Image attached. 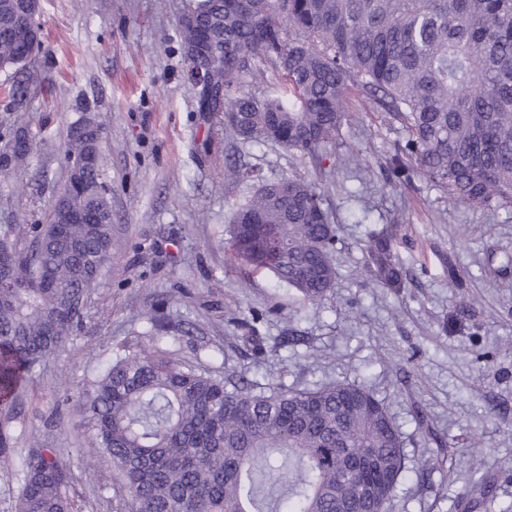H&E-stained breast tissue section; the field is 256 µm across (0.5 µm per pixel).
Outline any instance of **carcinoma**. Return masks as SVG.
<instances>
[{"instance_id": "carcinoma-1", "label": "carcinoma", "mask_w": 512, "mask_h": 512, "mask_svg": "<svg viewBox=\"0 0 512 512\" xmlns=\"http://www.w3.org/2000/svg\"><path fill=\"white\" fill-rule=\"evenodd\" d=\"M196 26L181 27L188 69L208 70L201 112H222L245 142L270 143L322 170L348 112V92L373 97L407 132L389 162L396 180L420 174L448 199L512 209V0H188ZM19 2L0 0V69L33 61L18 36ZM224 38V59L203 51L200 29ZM270 63L282 93L258 97L244 75ZM33 139L18 128L0 168L25 161ZM103 157L65 197L104 223L32 228L29 244L0 235L12 288H0V414L13 408L34 365L64 346L83 320L112 250V189ZM232 256L271 274L303 303L320 305L338 274V227L316 183L260 181L236 204ZM368 265L386 288L403 271L391 237H374ZM55 287H41L45 270ZM91 447L112 459L129 512H355L354 471L367 460L376 485L365 512H391L408 467L400 427L366 386L260 384L234 365L213 376L159 347L109 362L83 397ZM17 512H74L69 471L51 450L21 461Z\"/></svg>"}]
</instances>
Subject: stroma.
I'll return each instance as SVG.
<instances>
[{"label":"stroma","instance_id":"stroma-1","mask_svg":"<svg viewBox=\"0 0 512 512\" xmlns=\"http://www.w3.org/2000/svg\"><path fill=\"white\" fill-rule=\"evenodd\" d=\"M187 2L40 0L34 64L0 70V93L19 80L27 87L18 111H0V152L19 125L38 144L25 164L0 172V228L47 222L68 176L65 143L89 116L102 129L113 239L82 327L0 415L12 438L0 512H14L20 460L45 448L68 465L79 512H124L111 459L89 450L78 396L120 348L156 346L215 373L236 354L263 384L366 385L403 432L408 471L393 512H512V267L498 266L512 256V211L449 201L420 176L392 180L388 162L406 134L358 91L323 171L240 140L223 114L198 109L180 41ZM352 154L362 165H344ZM230 164L318 184L339 228V276L320 306L234 266L229 217L254 184L225 178ZM386 231L404 270L397 290L366 266L368 237ZM452 266L461 287L448 285ZM257 314L262 355L243 327Z\"/></svg>","mask_w":512,"mask_h":512}]
</instances>
